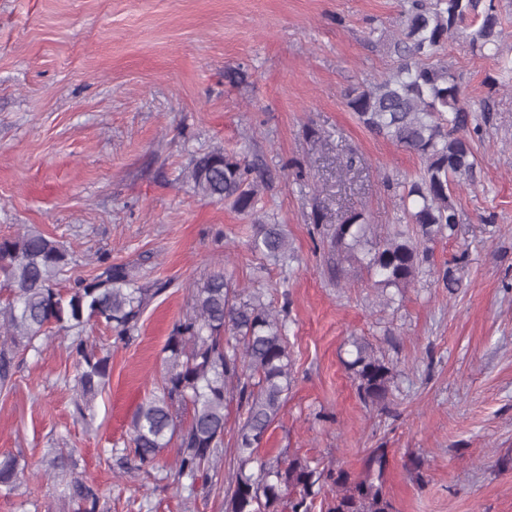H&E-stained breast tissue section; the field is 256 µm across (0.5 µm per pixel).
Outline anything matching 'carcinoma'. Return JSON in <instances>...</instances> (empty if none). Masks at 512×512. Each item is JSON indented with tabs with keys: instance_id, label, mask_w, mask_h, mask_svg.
<instances>
[{
	"instance_id": "1",
	"label": "carcinoma",
	"mask_w": 512,
	"mask_h": 512,
	"mask_svg": "<svg viewBox=\"0 0 512 512\" xmlns=\"http://www.w3.org/2000/svg\"><path fill=\"white\" fill-rule=\"evenodd\" d=\"M402 29L395 42V69L369 87L345 93L346 104L370 133L411 152L423 162L419 176L402 184L400 201L411 232L399 231L371 241L373 225L352 212L323 238L344 260H355L383 291L406 288L427 258L429 244L457 234L459 215L454 192L476 177L474 137L480 134L473 109L461 97L458 78L438 60L453 35L467 31L471 52L494 62L499 74L512 79V60L499 54L501 19L495 0H405ZM255 167L237 154L215 149L196 157L189 169L194 188L203 196L226 201L243 213L253 212L259 186ZM252 248L284 263L290 258L288 237L279 224H260ZM91 279L76 278L57 288L67 272L70 254L64 243L37 230L0 238V390L12 386L19 353L38 350L37 343L54 330L71 333L77 356L75 390L80 415L91 410L110 383V356L88 347L85 325L94 320L130 340L151 299L162 287L134 284L122 264L100 260ZM239 285L225 273L212 275L193 296V314L168 337L165 373L159 392L134 415L121 465L134 459L137 468L153 467L176 444L173 482L220 477L226 410L233 398L247 407L237 437V469L228 474L230 495L225 512H279L288 498L290 512H313L315 486L323 474L300 458L265 462L257 450L280 415L290 383L287 319L255 293L237 300ZM359 395L367 404L387 398L392 368L362 346L350 362ZM190 411L189 420L181 411ZM77 450L59 449L48 460L45 475L67 477L65 496L73 512H100L97 485L75 472ZM257 464V472L249 468ZM388 451L372 448L363 475L351 478L338 468L328 474L332 498L322 512H396L385 485ZM25 467L18 457L0 456V492L14 493Z\"/></svg>"
}]
</instances>
